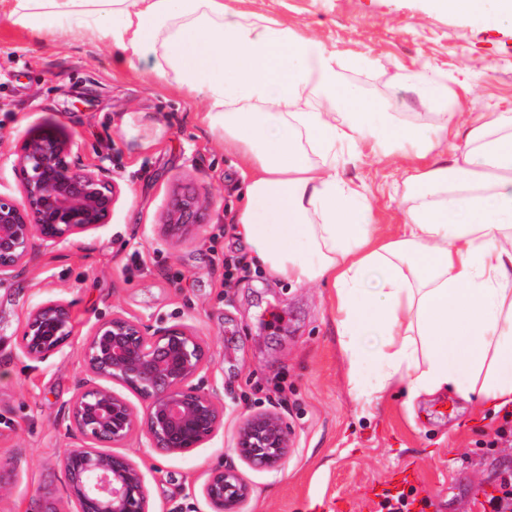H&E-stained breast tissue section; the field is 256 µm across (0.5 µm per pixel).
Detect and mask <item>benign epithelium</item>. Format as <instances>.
<instances>
[{
    "label": "benign epithelium",
    "mask_w": 512,
    "mask_h": 512,
    "mask_svg": "<svg viewBox=\"0 0 512 512\" xmlns=\"http://www.w3.org/2000/svg\"><path fill=\"white\" fill-rule=\"evenodd\" d=\"M14 170L21 199L0 193V280L18 276L41 251L109 223L120 193L108 167L82 165L72 142L53 128L21 144ZM211 206L196 190L173 193L166 235L180 239L202 226ZM72 334L70 305L49 301L25 317L19 349L44 362ZM207 363L206 344L185 324L146 326L113 314L94 326L83 347L85 377L62 415L73 438L62 470L76 512H151L140 467L105 448L138 431L165 455L186 454L207 442L224 421L223 406L196 381ZM114 384L140 397L143 413ZM234 451L256 470L277 471L290 451L288 424L274 411L254 413L240 424ZM202 495L211 512H243L250 487L235 464L226 463L210 470Z\"/></svg>",
    "instance_id": "1"
}]
</instances>
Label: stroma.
<instances>
[{"label": "stroma", "mask_w": 512, "mask_h": 512, "mask_svg": "<svg viewBox=\"0 0 512 512\" xmlns=\"http://www.w3.org/2000/svg\"><path fill=\"white\" fill-rule=\"evenodd\" d=\"M306 33L341 64L336 84L357 86L361 106L388 107L400 123L418 112L512 110V23L489 26L433 8L431 0H224ZM355 58L368 65L354 69ZM153 58L116 65L101 42L36 40L0 20V193L19 197L14 173L24 138L47 126L73 141L79 162L109 167L120 186L108 224L73 245L40 253L0 281V465L14 484L0 512H33L35 500L74 512L62 457L72 439L61 416L83 376L81 349L102 317L194 329L209 348L207 388L224 424L201 447L164 455L134 433L119 448L144 474L152 512H211L202 486L233 458L249 415L276 411L292 441L280 471L237 469L251 487L245 512H378L383 494L416 488L431 512H483L512 476V440L486 448L502 415L443 391L407 401L403 387L356 399L331 319V288L293 286L256 264L236 231L246 161L200 121L205 103L155 83ZM424 71L445 97L425 102L404 74ZM341 175L362 186L372 221L388 234L405 219V178L420 159L378 156L370 140ZM192 186L212 200L207 224L173 242L161 224L169 196ZM240 259L232 281L224 259ZM70 304L73 335L44 362L24 357L18 334L36 306Z\"/></svg>", "instance_id": "35a3bbf8"}]
</instances>
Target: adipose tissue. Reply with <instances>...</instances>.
Here are the masks:
<instances>
[{
	"mask_svg": "<svg viewBox=\"0 0 512 512\" xmlns=\"http://www.w3.org/2000/svg\"><path fill=\"white\" fill-rule=\"evenodd\" d=\"M433 2L512 21V0ZM0 18L42 41L93 38L120 65L154 56L159 84L205 101L202 123L248 162L239 233L273 276L331 285L357 398L396 383L411 401L449 390L512 406V112L400 127L390 112L338 111L336 53L224 0H0ZM445 134L460 146L444 148ZM367 135L426 162L391 237L338 172Z\"/></svg>",
	"mask_w": 512,
	"mask_h": 512,
	"instance_id": "obj_1",
	"label": "adipose tissue"
}]
</instances>
